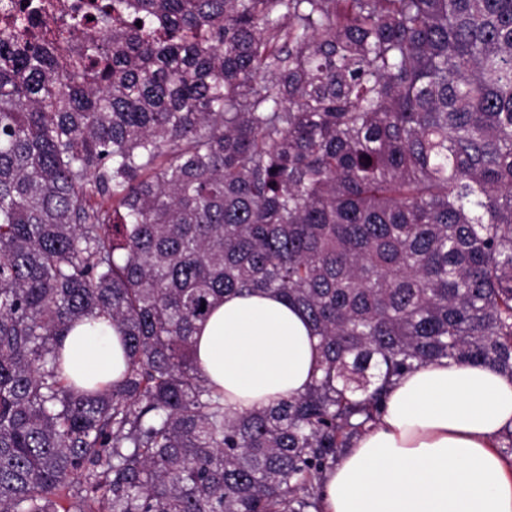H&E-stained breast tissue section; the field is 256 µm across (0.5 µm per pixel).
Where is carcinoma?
<instances>
[{
	"label": "carcinoma",
	"mask_w": 512,
	"mask_h": 512,
	"mask_svg": "<svg viewBox=\"0 0 512 512\" xmlns=\"http://www.w3.org/2000/svg\"><path fill=\"white\" fill-rule=\"evenodd\" d=\"M37 8L0 2V512H320L404 374L512 375V0H87L68 56ZM243 290L322 375L240 411L194 335ZM101 317L126 366L79 389ZM119 329L108 320L74 327L63 342L64 374L78 386L120 377L125 361Z\"/></svg>",
	"instance_id": "1"
}]
</instances>
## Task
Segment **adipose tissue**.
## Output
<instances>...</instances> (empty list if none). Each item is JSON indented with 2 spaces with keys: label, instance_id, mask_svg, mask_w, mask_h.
I'll use <instances>...</instances> for the list:
<instances>
[{
  "label": "adipose tissue",
  "instance_id": "1",
  "mask_svg": "<svg viewBox=\"0 0 512 512\" xmlns=\"http://www.w3.org/2000/svg\"><path fill=\"white\" fill-rule=\"evenodd\" d=\"M120 338L107 320L74 327L63 342L66 376L82 387L119 378ZM317 346L297 307L261 292L226 296L195 336L204 377L240 410L303 393ZM509 426L511 375L421 366L392 385L379 424L327 473L324 512H512V472L493 449Z\"/></svg>",
  "mask_w": 512,
  "mask_h": 512
}]
</instances>
